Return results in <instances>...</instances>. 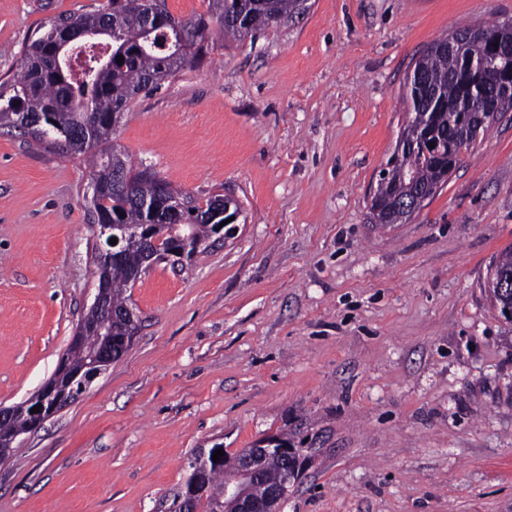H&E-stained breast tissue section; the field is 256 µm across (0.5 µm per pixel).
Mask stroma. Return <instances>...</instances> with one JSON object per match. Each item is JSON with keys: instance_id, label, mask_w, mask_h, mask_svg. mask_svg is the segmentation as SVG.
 Returning a JSON list of instances; mask_svg holds the SVG:
<instances>
[{"instance_id": "stroma-1", "label": "stroma", "mask_w": 512, "mask_h": 512, "mask_svg": "<svg viewBox=\"0 0 512 512\" xmlns=\"http://www.w3.org/2000/svg\"><path fill=\"white\" fill-rule=\"evenodd\" d=\"M102 0H0V84L28 36ZM512 0H310L304 15L140 95L114 142L242 214L189 265L129 288L130 347L0 464V512H167L194 453L271 434L312 449L280 512H512V115L406 224L371 196L407 73ZM80 158L0 126V404L49 378L97 288ZM500 277L512 278V248L501 252L499 256L496 257L487 278L488 291L492 306L496 309L499 308V312L501 314L503 306H506L509 303L512 304V297L499 296L496 291H493V288H491V279L496 280Z\"/></svg>"}]
</instances>
